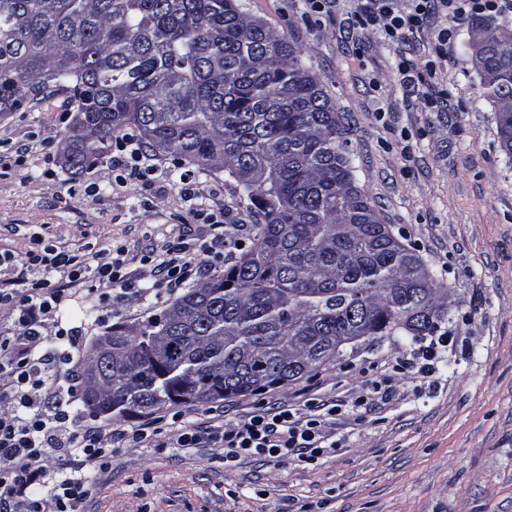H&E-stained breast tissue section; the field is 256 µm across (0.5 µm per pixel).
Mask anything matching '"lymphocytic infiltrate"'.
Wrapping results in <instances>:
<instances>
[{
  "label": "lymphocytic infiltrate",
  "mask_w": 512,
  "mask_h": 512,
  "mask_svg": "<svg viewBox=\"0 0 512 512\" xmlns=\"http://www.w3.org/2000/svg\"><path fill=\"white\" fill-rule=\"evenodd\" d=\"M439 3L449 19L469 17L512 18V0H416L413 9H399L397 0H363L357 15L359 26L381 29L388 38L398 40L420 29L432 3ZM214 231L203 241L200 265L190 266L180 254L186 244H178L177 256L164 267L165 291H173L193 276L223 265L224 235L222 223L210 219ZM30 266L61 269L70 280L88 279L98 284L99 307L111 311L118 292L130 285L122 260L90 264L77 255L37 245L26 254ZM67 297L65 289L49 287L46 280L34 277L23 289H0V304L18 313V333H0V400L16 404V411L0 412V512H79L86 487L78 470L86 465L107 466L114 443L136 441L143 429L121 431L105 436L101 427L80 422L70 405L76 395L81 374L72 356L61 353L57 360L42 359L44 341L41 328L47 317ZM51 391L58 401L51 411L36 404L38 393ZM214 442L224 448V456L243 455L271 458L297 456L315 461L326 451L324 422L318 416H298L292 409L277 412L264 409L252 412L224 430L212 433ZM55 455L56 473L46 472L40 461ZM43 485L47 499L29 494L33 485Z\"/></svg>",
  "instance_id": "1"
}]
</instances>
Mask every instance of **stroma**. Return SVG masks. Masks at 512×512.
I'll list each match as a JSON object with an SVG mask.
<instances>
[{"instance_id": "1", "label": "stroma", "mask_w": 512, "mask_h": 512, "mask_svg": "<svg viewBox=\"0 0 512 512\" xmlns=\"http://www.w3.org/2000/svg\"><path fill=\"white\" fill-rule=\"evenodd\" d=\"M242 11L302 48L304 65L351 119L356 181L393 234L448 288L449 343L429 374L396 375L391 394L355 401L398 360L418 350L405 336L345 349L336 364L285 387L210 405L159 410L160 427L123 444L107 467H84L82 512H512V161L499 147L494 109L471 63L462 21L424 91L426 108L398 74L424 64L448 25L432 14L422 29L391 40L355 23L360 0H237ZM66 96L0 116V288L30 276L71 287L43 330L56 355V328L73 329L75 361L112 323L137 324L169 305L161 264L177 242L195 247L224 226V242L249 238L261 216L224 174L186 170L172 157L142 155L138 169L113 156L71 176L59 142ZM107 262L121 258L133 291L111 323L87 284L57 269L30 272L33 239ZM320 414L335 448L314 463L249 455L229 462L221 445L181 446L185 431H218L263 407Z\"/></svg>"}]
</instances>
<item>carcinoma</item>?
Returning a JSON list of instances; mask_svg holds the SVG:
<instances>
[{"mask_svg": "<svg viewBox=\"0 0 512 512\" xmlns=\"http://www.w3.org/2000/svg\"><path fill=\"white\" fill-rule=\"evenodd\" d=\"M472 65L512 159V34ZM69 94L65 166L79 175L126 129L141 149L235 181L261 213L251 245L160 314L112 326L105 404L93 417L147 416L286 386L333 364L323 349L369 337L446 336L448 288L391 236L357 184L350 126L300 46L234 0H0V115ZM198 315L169 324L173 311ZM172 344L154 360L155 342ZM141 368L125 373L122 358Z\"/></svg>", "mask_w": 512, "mask_h": 512, "instance_id": "obj_1", "label": "carcinoma"}]
</instances>
